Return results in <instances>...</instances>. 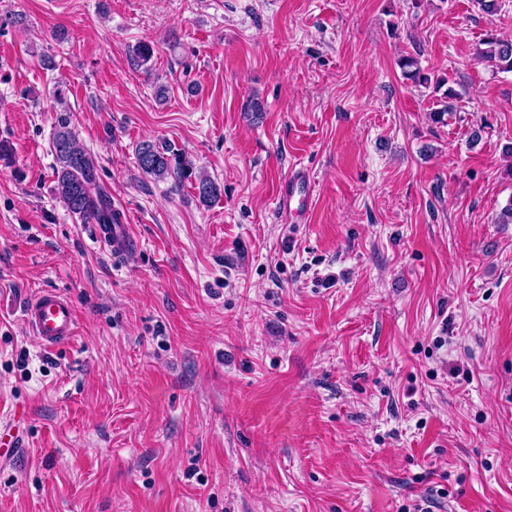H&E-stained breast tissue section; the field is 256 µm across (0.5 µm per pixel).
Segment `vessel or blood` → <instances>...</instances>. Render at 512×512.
Returning <instances> with one entry per match:
<instances>
[{"label":"vessel or blood","instance_id":"b4317fda","mask_svg":"<svg viewBox=\"0 0 512 512\" xmlns=\"http://www.w3.org/2000/svg\"><path fill=\"white\" fill-rule=\"evenodd\" d=\"M313 181L305 169L295 170L280 185L279 202L290 208L292 202L302 204L311 200ZM93 240L109 251L113 258L126 257L137 246L128 224H95L91 227ZM24 321L32 336L44 348L53 349L70 343L77 333V315L71 301L52 289L38 291L27 304Z\"/></svg>","mask_w":512,"mask_h":512}]
</instances>
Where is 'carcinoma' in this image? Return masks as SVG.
<instances>
[{"label": "carcinoma", "mask_w": 512, "mask_h": 512, "mask_svg": "<svg viewBox=\"0 0 512 512\" xmlns=\"http://www.w3.org/2000/svg\"><path fill=\"white\" fill-rule=\"evenodd\" d=\"M486 48L480 53L499 69L512 72V41L488 35ZM399 66L405 78L418 85H426L430 77L423 73L414 57L400 60ZM53 152L56 164L53 167L54 193L72 214L85 224H117L119 213L112 209V198L97 184V164L92 155L79 142L65 116L58 119L54 135ZM137 161L141 171L157 178L183 172V162L168 148H159L143 143L137 150ZM199 198L206 201L218 193V187L207 176H201L195 184Z\"/></svg>", "instance_id": "obj_1"}]
</instances>
